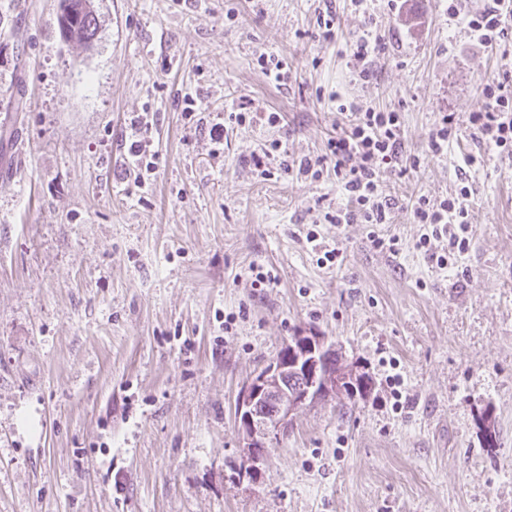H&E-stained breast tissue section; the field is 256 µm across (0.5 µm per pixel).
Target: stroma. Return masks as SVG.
Segmentation results:
<instances>
[{
    "instance_id": "obj_1",
    "label": "stroma",
    "mask_w": 512,
    "mask_h": 512,
    "mask_svg": "<svg viewBox=\"0 0 512 512\" xmlns=\"http://www.w3.org/2000/svg\"><path fill=\"white\" fill-rule=\"evenodd\" d=\"M486 2L457 0L455 21L448 0H93L85 47L61 38L59 0H0V149L18 162L0 181V512H512V161H463L496 71L461 19ZM373 26L365 80L350 45ZM336 94L400 112L420 158L381 178L398 253L324 221L345 202L335 176L254 166L275 139L321 154ZM446 115L457 137L434 157ZM137 140L155 161L142 182ZM464 179L470 248L441 270L404 205ZM256 268L274 283L252 287ZM299 329L373 391L299 410L259 484L237 483V395Z\"/></svg>"
}]
</instances>
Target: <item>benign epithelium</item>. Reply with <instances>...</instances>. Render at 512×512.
Wrapping results in <instances>:
<instances>
[{
  "mask_svg": "<svg viewBox=\"0 0 512 512\" xmlns=\"http://www.w3.org/2000/svg\"><path fill=\"white\" fill-rule=\"evenodd\" d=\"M360 371L326 337L299 330L283 351L243 386L235 405L242 441L238 483L255 485L262 476L268 444L283 435L302 408L346 394Z\"/></svg>",
  "mask_w": 512,
  "mask_h": 512,
  "instance_id": "benign-epithelium-1",
  "label": "benign epithelium"
}]
</instances>
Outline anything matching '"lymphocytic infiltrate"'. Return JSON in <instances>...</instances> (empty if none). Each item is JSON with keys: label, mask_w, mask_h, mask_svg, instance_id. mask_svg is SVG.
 <instances>
[{"label": "lymphocytic infiltrate", "mask_w": 512, "mask_h": 512, "mask_svg": "<svg viewBox=\"0 0 512 512\" xmlns=\"http://www.w3.org/2000/svg\"><path fill=\"white\" fill-rule=\"evenodd\" d=\"M512 22V0H493L466 19V26L481 45H496ZM484 106L471 113L474 135L486 150L512 159V69L502 68L497 77L481 89ZM337 113L343 124L336 136L327 141L323 154L283 161L284 172H297L320 178L334 173L347 202L329 215L336 224H367L369 239L378 249L396 251V236L380 235L376 227L390 223L395 201L380 185L382 172H406L420 164L418 156L408 153L401 135L400 115L394 111L362 108L356 102L339 104ZM472 188L458 184L454 193L440 200L415 197L410 205L415 223L423 233L415 243L439 269H447L470 245L472 224L470 200Z\"/></svg>", "instance_id": "obj_1"}]
</instances>
